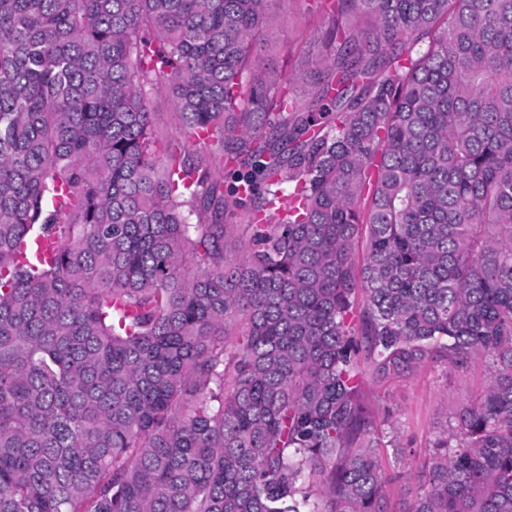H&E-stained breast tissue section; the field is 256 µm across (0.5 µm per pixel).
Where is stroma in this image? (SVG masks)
I'll use <instances>...</instances> for the list:
<instances>
[{
  "instance_id": "1",
  "label": "stroma",
  "mask_w": 512,
  "mask_h": 512,
  "mask_svg": "<svg viewBox=\"0 0 512 512\" xmlns=\"http://www.w3.org/2000/svg\"><path fill=\"white\" fill-rule=\"evenodd\" d=\"M329 25L328 15L313 0H290L272 35L255 40L254 55L270 72L308 71L322 51ZM151 106L159 144L180 143L211 166L221 165L222 155L214 146L187 137L164 93H155ZM361 369L366 398L379 426L386 437H397L400 442L399 447L384 448L381 454L384 471L394 477L387 493L389 506L395 510L416 495L414 476L444 429L441 408L476 403L487 385L488 372L480 362L455 368L429 361L410 376L380 382L373 378L369 364H362Z\"/></svg>"
}]
</instances>
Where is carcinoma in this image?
<instances>
[{
  "label": "carcinoma",
  "instance_id": "obj_1",
  "mask_svg": "<svg viewBox=\"0 0 512 512\" xmlns=\"http://www.w3.org/2000/svg\"><path fill=\"white\" fill-rule=\"evenodd\" d=\"M329 2L308 107L288 0H0V512H391L361 360L477 358L403 512H512V0ZM276 13L279 25L272 35L254 41V56L269 72L308 71L323 50L328 15L308 0H291L284 13L276 6ZM151 106L156 112V138L159 147L169 142H178L192 155L204 158L213 168L222 165V154L211 144H204L187 137L174 112L169 98L162 92L155 93Z\"/></svg>",
  "mask_w": 512,
  "mask_h": 512
}]
</instances>
